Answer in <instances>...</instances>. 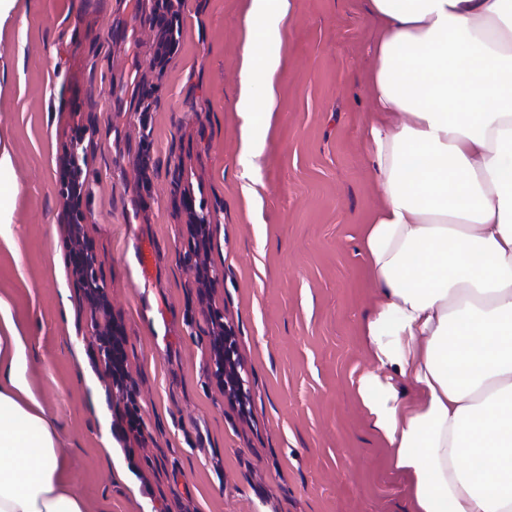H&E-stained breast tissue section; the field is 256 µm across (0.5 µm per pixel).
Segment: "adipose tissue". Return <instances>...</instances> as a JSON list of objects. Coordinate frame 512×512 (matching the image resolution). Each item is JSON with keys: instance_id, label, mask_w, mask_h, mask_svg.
<instances>
[{"instance_id": "obj_1", "label": "adipose tissue", "mask_w": 512, "mask_h": 512, "mask_svg": "<svg viewBox=\"0 0 512 512\" xmlns=\"http://www.w3.org/2000/svg\"><path fill=\"white\" fill-rule=\"evenodd\" d=\"M289 0H252L237 107L275 106ZM365 128L381 204L363 239L379 300L357 394L412 512H512V0H369ZM0 301V512H84ZM407 382L404 397L397 381Z\"/></svg>"}]
</instances>
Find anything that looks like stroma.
<instances>
[{"instance_id": "35a3bbf8", "label": "stroma", "mask_w": 512, "mask_h": 512, "mask_svg": "<svg viewBox=\"0 0 512 512\" xmlns=\"http://www.w3.org/2000/svg\"><path fill=\"white\" fill-rule=\"evenodd\" d=\"M250 2L183 0L162 72L143 0H15L0 19V300L85 512H410L354 384L372 366L364 324L378 300L361 250L380 199L363 136L368 0H290L276 106L254 115L265 140L247 172L236 101ZM80 133L85 229L130 400L104 374L67 266L60 163ZM187 193L211 219L218 280L205 290ZM219 320L245 414L215 375ZM132 415L141 437L121 440Z\"/></svg>"}]
</instances>
